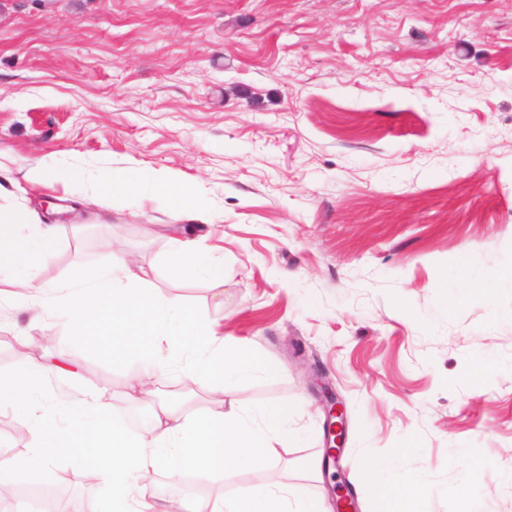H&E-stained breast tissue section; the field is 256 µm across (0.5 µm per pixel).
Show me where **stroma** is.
Segmentation results:
<instances>
[{
	"label": "stroma",
	"mask_w": 512,
	"mask_h": 512,
	"mask_svg": "<svg viewBox=\"0 0 512 512\" xmlns=\"http://www.w3.org/2000/svg\"><path fill=\"white\" fill-rule=\"evenodd\" d=\"M122 178L151 168L195 188L197 214L154 197H98L33 185L27 166ZM0 210L57 227L41 279L55 284L103 254H128L176 307L254 347L266 371L225 392L246 413L293 407L273 474L247 467L153 475L152 498L196 481L217 497L270 478L387 512L367 462L429 489L419 512H512V292H472L474 274L512 267V0H0ZM224 261V293L173 276L171 238ZM0 273V334H43ZM495 369L474 378L473 361ZM347 415L338 473L320 466L326 415L308 366ZM45 399L109 394L127 420L164 402L192 413L214 393L191 380L141 397V366L77 348ZM466 458L488 471L472 480ZM84 463L12 488L57 491L92 512L112 486L84 488Z\"/></svg>",
	"instance_id": "1"
}]
</instances>
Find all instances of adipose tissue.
<instances>
[{"label":"adipose tissue","instance_id":"obj_1","mask_svg":"<svg viewBox=\"0 0 512 512\" xmlns=\"http://www.w3.org/2000/svg\"><path fill=\"white\" fill-rule=\"evenodd\" d=\"M161 195L176 202L178 209L193 207L191 193L175 178L153 169L135 170L128 180L114 182L91 175L80 179L74 196L83 206L92 205L95 193ZM56 228L42 223L33 210L10 218L0 228V268L13 272L21 289L19 302L39 307L53 327L66 332L60 355L70 347L99 346L104 327L112 329V355L121 357L125 348L136 350L147 371L145 385L172 377L204 382L215 390L231 384L243 387L264 369L257 350L219 335L214 324L189 308L166 302L144 278L132 272L120 254L108 255L92 268H77L62 282L47 287L38 280L40 269L54 255ZM167 264L193 278L205 279L210 287L224 284V270L212 254L193 242L172 238ZM64 364L30 362L0 374V404L26 405L30 425L25 452L0 441V486L13 482L21 473L45 469L56 458L62 441L44 424L49 405L33 395L51 375L64 372ZM107 409L102 399L74 405L79 422L90 433L96 448L112 458L99 470L102 481L112 485V512H169L165 502L145 499L141 489L160 470L178 476L189 470L228 467L243 459L257 471L274 469L279 461L280 433L290 411L280 405L258 415L228 411L186 414L171 405L151 410L147 434L130 436L125 423L112 419L103 423ZM378 495L391 503V512H417L423 487L405 492L393 478V465L374 460ZM185 512H323L321 497L307 494L302 486L274 484L261 491L241 490L214 499L199 498L184 506Z\"/></svg>","mask_w":512,"mask_h":512}]
</instances>
